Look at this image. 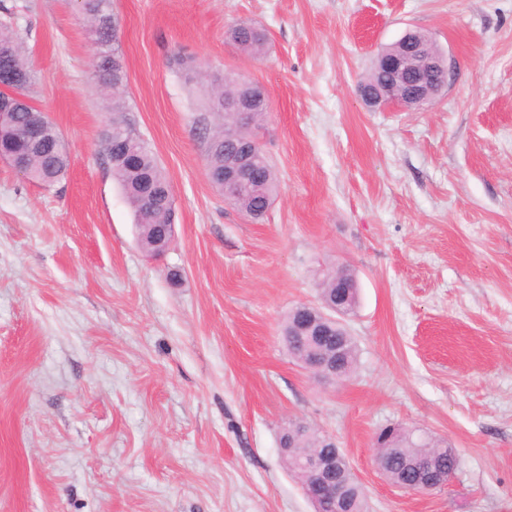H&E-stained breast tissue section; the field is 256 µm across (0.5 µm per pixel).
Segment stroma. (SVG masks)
Here are the masks:
<instances>
[{
	"instance_id": "obj_1",
	"label": "stroma",
	"mask_w": 512,
	"mask_h": 512,
	"mask_svg": "<svg viewBox=\"0 0 512 512\" xmlns=\"http://www.w3.org/2000/svg\"><path fill=\"white\" fill-rule=\"evenodd\" d=\"M126 104L170 180L175 236L144 252L100 148L78 0H0L32 103L70 145L55 186L0 160V512H313L279 435L335 438L369 512H512V0H112ZM266 34L256 59L229 37ZM451 65L419 110L359 85L405 33ZM191 62L169 65L171 55ZM258 84L279 186L264 218L206 175L214 79ZM350 268L355 373L327 381L283 323ZM179 271L172 283L169 274ZM398 425L454 448L426 494L374 468Z\"/></svg>"
}]
</instances>
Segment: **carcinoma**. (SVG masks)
Masks as SVG:
<instances>
[{"instance_id":"carcinoma-1","label":"carcinoma","mask_w":512,"mask_h":512,"mask_svg":"<svg viewBox=\"0 0 512 512\" xmlns=\"http://www.w3.org/2000/svg\"><path fill=\"white\" fill-rule=\"evenodd\" d=\"M81 10L88 22V31L97 47L93 63V78L102 92L112 97V102L125 105L126 84L118 63L114 57L112 41L114 28L112 20L111 0H81ZM232 40L254 58L265 53V35L250 26H236L230 30ZM385 54L405 55L410 62L417 60L421 54L420 42L397 41L383 50ZM7 70L20 78L14 91L22 101L10 107H0V113L8 116L0 122V153L14 156L26 164L24 177L46 188L54 186L66 173L69 166V148L57 126L49 117L31 103V88L35 83V72L25 56L23 38L18 29L11 24L0 23V70ZM390 83L386 71L374 63L363 80L362 88L371 93L384 84ZM392 84V83H390ZM394 92L406 95L410 88L403 84H392ZM256 85L237 81L233 78L224 80V86L217 88L209 99V110L218 114L223 123L213 128H203L205 140L207 168L213 173H221L224 168L235 163L232 151L224 146L225 134L232 131L239 137H257V130L262 125L267 112V103L255 107L251 123L237 126L232 113L224 110L227 99H246L255 95ZM39 120L44 126L54 130V135L45 139L38 147L33 148L24 129L30 123ZM102 151L112 167V177L120 184L127 203L132 209L134 221L139 224L137 236L140 248L156 253L157 243L168 240L164 235L166 225L173 223L170 208L160 199L150 218H143L145 193L149 188H161L169 185V180L160 167L156 157L148 145L136 146L134 160L126 162L119 158L121 144L112 133L104 129L100 135ZM257 177L260 186L240 193L230 205L250 218L266 208L268 202L275 199L278 188V177L266 156H261ZM331 276L321 282L320 305L310 308V312L318 314L326 309V305L335 301L336 289L330 285ZM337 331L341 344V354L336 361V368L348 376L356 368L357 347L345 326L340 325ZM294 429L297 447L281 453L288 470L300 479H305L304 472L296 465V458L301 454H312L324 450V434L303 420H295L289 424ZM376 442L389 460L388 479L394 484L412 485L419 479V474L411 467V463L433 452L438 455L439 465L448 474H453L458 466L454 451L448 447L432 445L413 433L395 428H384L377 434ZM336 480L344 485L349 497L351 512H368L367 496L361 482L357 479L346 458L341 455L336 470Z\"/></svg>"}]
</instances>
